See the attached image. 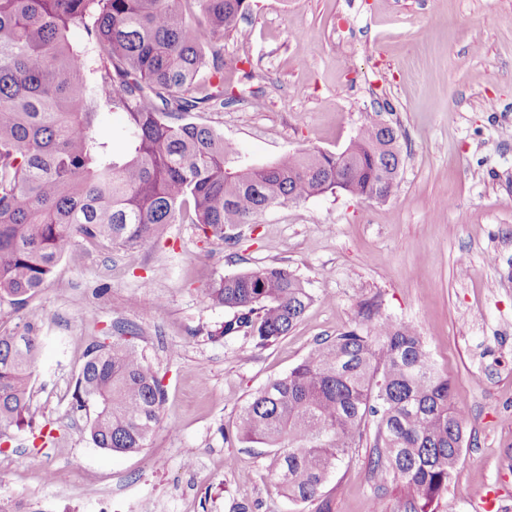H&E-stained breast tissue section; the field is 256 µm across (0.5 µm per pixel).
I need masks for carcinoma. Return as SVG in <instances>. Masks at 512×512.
Masks as SVG:
<instances>
[{"mask_svg":"<svg viewBox=\"0 0 512 512\" xmlns=\"http://www.w3.org/2000/svg\"><path fill=\"white\" fill-rule=\"evenodd\" d=\"M0 0V300L23 305L61 261L85 263L101 244H154L166 224H196L229 242V224L336 189L390 198L397 180L380 170L402 161L398 128L365 123L348 153L289 152L248 163L214 128L186 121L224 107V36L238 30L241 0ZM80 26L84 39L71 41ZM122 111L125 150L96 131ZM85 247H77V240ZM232 313L218 336L265 346L286 335L313 302L285 265L227 274L207 288ZM356 328L324 340L287 374L240 407L237 438L267 449L266 477L292 502L318 499L332 473L375 425L371 473L411 493L408 512L448 487L465 439L416 329L372 304ZM137 332L89 344L71 398L88 412L92 443L118 453L147 447L164 392L133 342ZM43 336L34 320L0 332V440L32 425L31 394Z\"/></svg>","mask_w":512,"mask_h":512,"instance_id":"cac0c4a2","label":"carcinoma"}]
</instances>
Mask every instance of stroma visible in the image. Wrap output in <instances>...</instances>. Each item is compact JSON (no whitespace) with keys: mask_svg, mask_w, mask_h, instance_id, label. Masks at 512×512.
Masks as SVG:
<instances>
[{"mask_svg":"<svg viewBox=\"0 0 512 512\" xmlns=\"http://www.w3.org/2000/svg\"><path fill=\"white\" fill-rule=\"evenodd\" d=\"M224 89L233 103L191 119L254 164L341 152L374 117L398 127L395 194L290 203L225 242L168 224L152 248H97L59 263L25 306L0 302V330L42 316L32 404L52 430L46 444L24 428L0 445V496L29 512H405L402 483L371 475L372 436L308 503L266 481V448L237 439L250 394L370 302L421 333L466 418L457 470L426 512H478L496 488L493 512H512V0H248L224 38ZM272 264L312 293L303 318L263 347L218 336L229 314L208 284ZM120 324L138 328L164 390L138 453L95 447L71 408L87 347ZM48 468L60 484L43 482Z\"/></svg>","mask_w":512,"mask_h":512,"instance_id":"stroma-1","label":"stroma"}]
</instances>
